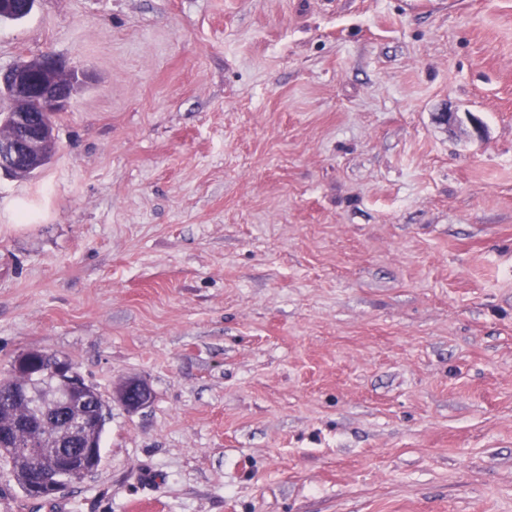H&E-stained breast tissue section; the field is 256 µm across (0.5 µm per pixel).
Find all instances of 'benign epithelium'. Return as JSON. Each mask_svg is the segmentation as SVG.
Masks as SVG:
<instances>
[{"instance_id":"obj_1","label":"benign epithelium","mask_w":512,"mask_h":512,"mask_svg":"<svg viewBox=\"0 0 512 512\" xmlns=\"http://www.w3.org/2000/svg\"><path fill=\"white\" fill-rule=\"evenodd\" d=\"M33 6L34 0H0V16L8 12L22 14ZM89 80L87 72L68 69L53 55H43L0 71V94L12 102L9 132L0 135V175L27 177L49 162L56 149L50 116L66 109L72 96ZM35 97L43 102L41 112L27 109V102ZM56 377L59 389L53 395L44 397L45 404L61 408L68 403L69 397L86 392L84 377L64 360L57 366ZM150 399V388L138 379L128 380L119 389L118 400L129 411L140 409ZM97 419L96 410L74 418L69 430L57 439L53 464L45 468L37 465L32 450L13 449L15 454L28 461L32 472L38 474L37 483L25 488L27 495L33 499L50 498L69 477L85 476L95 469L98 449L62 448L60 443Z\"/></svg>"}]
</instances>
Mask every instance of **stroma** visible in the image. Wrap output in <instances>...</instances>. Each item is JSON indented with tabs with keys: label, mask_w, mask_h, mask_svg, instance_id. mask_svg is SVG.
<instances>
[{
	"label": "stroma",
	"mask_w": 512,
	"mask_h": 512,
	"mask_svg": "<svg viewBox=\"0 0 512 512\" xmlns=\"http://www.w3.org/2000/svg\"><path fill=\"white\" fill-rule=\"evenodd\" d=\"M47 52L93 80L0 176V377L53 352L112 412L0 512H512V0L0 21V69ZM150 399V388L145 382L138 379L128 380L119 389L118 400L129 411L140 409L145 406ZM98 410L82 417H75L69 430L61 434L57 439V445L53 448L54 462L51 466L45 468L37 465L34 460V453L29 446H34L35 443L29 438L30 430L26 428H18L12 434L13 445L18 443L20 448H10L19 457L28 461L29 465L34 467L31 472L38 474V480L35 484H30L26 487L24 492L33 499H46L54 496L62 487L63 482L74 475L85 476L95 469V462L98 455V449L101 448L102 435L107 418L103 421L100 427H93L89 433H86L83 439V444L87 445L89 442L95 448H61L62 441L73 436L76 431L81 435V427L86 426L88 423H95L98 419ZM29 448V449H28ZM57 449L58 452L55 453Z\"/></svg>",
	"instance_id": "stroma-1"
}]
</instances>
